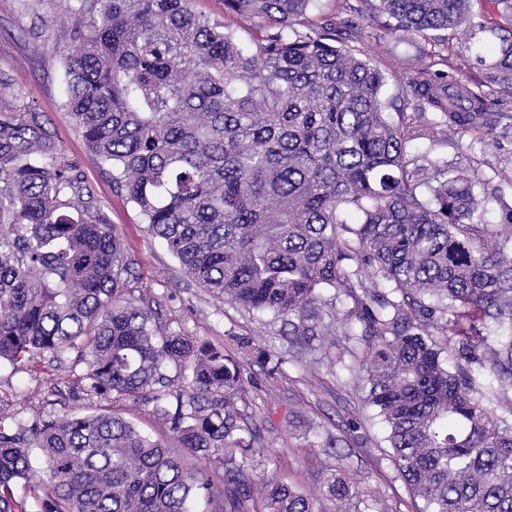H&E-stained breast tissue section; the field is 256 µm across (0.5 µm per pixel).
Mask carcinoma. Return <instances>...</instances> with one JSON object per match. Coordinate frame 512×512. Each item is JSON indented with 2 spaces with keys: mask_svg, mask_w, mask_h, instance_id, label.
Wrapping results in <instances>:
<instances>
[{
  "mask_svg": "<svg viewBox=\"0 0 512 512\" xmlns=\"http://www.w3.org/2000/svg\"><path fill=\"white\" fill-rule=\"evenodd\" d=\"M222 2L248 43L195 0H66L71 45L54 47L75 128L191 281L353 374L428 512H512V424L493 408L512 395V206L475 218L481 167L411 149L512 118L493 110L512 101V0L479 15L474 0H339L316 21L313 0ZM353 15L365 39L467 26L481 81L415 70L391 115L385 74L336 45ZM72 353L78 392L147 408L168 439L102 406L0 410V512H25L21 482L39 512H352L373 497L345 473L312 498L268 475L250 363L171 328L51 122L0 75V366Z\"/></svg>",
  "mask_w": 512,
  "mask_h": 512,
  "instance_id": "carcinoma-1",
  "label": "carcinoma"
}]
</instances>
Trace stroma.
I'll use <instances>...</instances> for the list:
<instances>
[{
	"label": "stroma",
	"mask_w": 512,
	"mask_h": 512,
	"mask_svg": "<svg viewBox=\"0 0 512 512\" xmlns=\"http://www.w3.org/2000/svg\"><path fill=\"white\" fill-rule=\"evenodd\" d=\"M24 1L29 2V10H21ZM63 5L64 0H0V74L50 118L59 152L79 164L126 248L138 256L144 286L160 297L174 325L236 355L241 349L228 340L231 332L249 337L254 347L287 355L288 340L280 333V323L224 304L184 275L166 246L147 232L124 192L114 187L108 167L89 152L67 112L62 63L53 50L54 44L69 42ZM50 19L55 25L48 30L44 23ZM364 45L386 75L385 96L393 102L406 72L427 67L437 48L435 40L417 36L403 40L388 36ZM414 146L451 168L492 154V164L484 168L483 183L475 193L486 199L498 188L512 204V126H497L482 142L464 137L459 147L441 136L416 140ZM250 374L260 388L254 404L267 448L268 473L314 497L328 470H344L375 493L376 512H423V501L413 495L391 461L386 427L380 419L370 418L346 370L315 365L305 352L289 358L281 374L270 377L256 366ZM71 379L68 367L47 358L32 371L1 368L0 408L23 410L29 418L61 417L79 406L71 395ZM352 420L358 421L357 430H349ZM312 429L337 437L336 451L308 447L306 436Z\"/></svg>",
	"instance_id": "35a3bbf8"
}]
</instances>
